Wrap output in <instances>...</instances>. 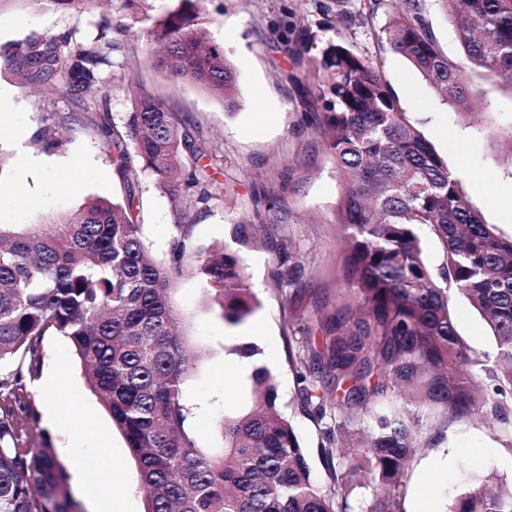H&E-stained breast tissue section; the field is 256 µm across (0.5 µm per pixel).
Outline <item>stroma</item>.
<instances>
[{
  "instance_id": "1",
  "label": "stroma",
  "mask_w": 512,
  "mask_h": 512,
  "mask_svg": "<svg viewBox=\"0 0 512 512\" xmlns=\"http://www.w3.org/2000/svg\"><path fill=\"white\" fill-rule=\"evenodd\" d=\"M210 33L223 44L236 69L239 108L228 110L199 86L169 77L144 61L142 31L129 34L128 70L107 78L110 110L122 120L131 109L129 82L161 99L167 108L204 140L208 171L224 185V197L183 215L170 194L145 178L140 216L146 246L165 261L179 224L187 223L203 248L230 242L236 222L252 220L254 241L245 248L246 274L260 306L254 320L265 323L256 343L259 361L275 378L282 409L290 416L311 477L320 487L330 484L318 448L320 429L295 401L296 372L289 360V338L314 312L331 315L345 297L344 230L338 222L342 186L327 147L322 125L318 82L309 77L311 53L339 37L355 53L373 59L407 112L449 169L465 174L466 190L485 223L512 234V166L503 159L499 135L512 125V85L501 84L485 95L473 113H461L403 56L385 42L384 28L394 0H204ZM96 12L65 7L26 5L22 0L0 8V49L10 50L48 35L77 29L93 33ZM426 25L449 61L465 66L466 58L455 29L439 0H426ZM10 92L6 112L30 131L46 117L65 118L72 126L66 144L51 152L58 167L54 184L28 183L27 195L0 210V224H31L40 217L79 210L88 199L121 198L112 161L97 132L81 123L82 114L64 92L37 98L17 71L0 68V90ZM30 141L16 142L10 125H0V192L12 193L22 155H35ZM288 249L298 264L288 292L273 280L277 252ZM175 302L182 331L199 360L185 394L194 410L190 426L200 446L220 444L217 426L224 416L241 413L249 401L248 375L224 373L227 346L242 336L226 328L217 304L209 301L200 280L183 275L175 285ZM456 328L472 350L495 356V341L471 305L453 296ZM42 375L66 367L76 396L72 412L92 426L98 439L70 447V431L41 419L42 396L34 384L22 394L38 419L31 447L49 444L66 469L99 454L114 463L113 500L121 512H143L139 470L122 434L99 397L89 387L85 371L70 341L48 336L43 341ZM496 471L503 483L512 482V448L498 431L474 417L442 416L430 421L407 471L404 512L426 498L433 512H444L449 500L467 483Z\"/></svg>"
}]
</instances>
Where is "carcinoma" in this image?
I'll list each match as a JSON object with an SVG mask.
<instances>
[{
    "label": "carcinoma",
    "mask_w": 512,
    "mask_h": 512,
    "mask_svg": "<svg viewBox=\"0 0 512 512\" xmlns=\"http://www.w3.org/2000/svg\"><path fill=\"white\" fill-rule=\"evenodd\" d=\"M147 0H112L121 19L100 13L96 34L78 30L6 52L0 65L28 84L64 89L112 150L122 199L89 201L37 224H0V512H76L69 475L51 448L28 446L31 418L19 391L37 378L43 340L67 337L88 384L124 436L140 474L145 512H354L350 483L368 481L366 512H403L407 469L423 420L477 415L495 424L512 406V235L484 222L465 179L448 169L400 107L376 63L331 41L312 59L320 77L323 124L342 184L339 224L347 242L351 299L315 322L320 348L294 354L297 401L321 429L322 461L332 486L311 479L298 435L279 407L270 371L252 342L231 352L253 364L251 403L218 426L222 444L199 446L184 393L195 359L185 353L171 291L192 267L226 326L258 308L245 257L226 244L198 249L186 233L168 260L149 253L139 193L155 177L188 206L224 195L204 160L205 142L151 96L135 99L117 123L105 73L130 59L121 37L148 25L145 59L174 79L198 85L228 108L238 105L236 71L224 46L204 34L202 0L154 18ZM386 43L459 106L477 98L426 26L424 0H400ZM469 63L485 86L512 84V0H438ZM65 122L36 133L50 152ZM443 246L432 269L418 235ZM479 312L497 344L495 360L468 349L456 330L448 290ZM493 385L483 394V377ZM373 425L353 432L356 416ZM448 512H512V485L495 476L457 494Z\"/></svg>",
    "instance_id": "carcinoma-1"
}]
</instances>
